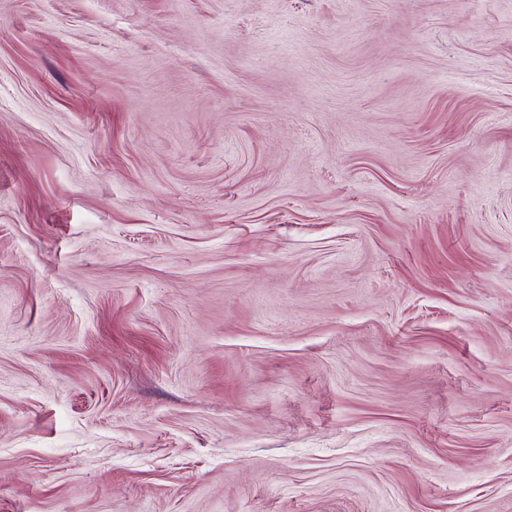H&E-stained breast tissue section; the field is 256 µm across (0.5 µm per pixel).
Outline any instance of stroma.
I'll use <instances>...</instances> for the list:
<instances>
[{
    "label": "stroma",
    "mask_w": 512,
    "mask_h": 512,
    "mask_svg": "<svg viewBox=\"0 0 512 512\" xmlns=\"http://www.w3.org/2000/svg\"><path fill=\"white\" fill-rule=\"evenodd\" d=\"M0 512H512V0H0Z\"/></svg>",
    "instance_id": "obj_1"
}]
</instances>
